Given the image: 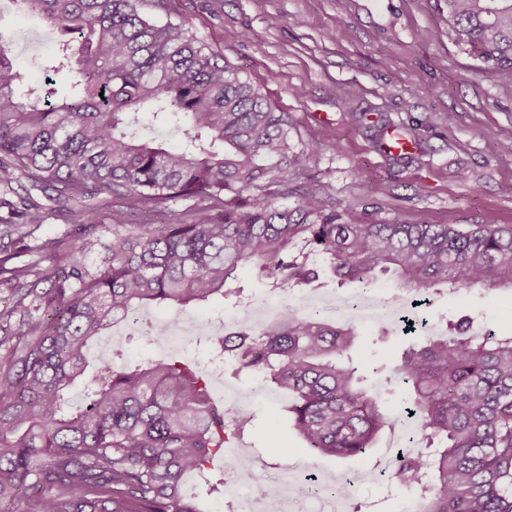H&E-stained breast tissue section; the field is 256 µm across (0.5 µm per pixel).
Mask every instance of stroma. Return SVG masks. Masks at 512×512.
I'll use <instances>...</instances> for the list:
<instances>
[{"label":"stroma","mask_w":512,"mask_h":512,"mask_svg":"<svg viewBox=\"0 0 512 512\" xmlns=\"http://www.w3.org/2000/svg\"><path fill=\"white\" fill-rule=\"evenodd\" d=\"M173 6L172 14L158 10L155 18L184 24L259 87L275 111L287 113L293 145H321L318 168L289 173L280 203L295 205L309 184L319 183L328 204L351 220L374 208L380 217L403 221L512 225V155L500 150L512 140V73L483 71L449 39L443 0H174ZM0 32L14 39L25 85H44L54 35L9 9L0 11ZM355 112L364 113L363 122L352 121ZM381 118L425 123L412 163L397 165L376 148ZM240 312L231 297L180 313L156 305L143 312L150 335L117 328L111 337L131 366L174 355L201 358L205 352L195 338L164 335L162 326L176 317L185 325L210 318L228 329ZM426 315L471 316L508 334L512 295L443 290L433 295ZM355 328L350 355L361 374L397 362L402 332L377 344L374 326L359 321ZM210 388L215 399L237 402L252 416L235 446L257 465L246 476L226 471L229 481H245L250 495L269 491L287 471L293 480L285 512H401L411 491L379 466L389 441L404 438L400 427L385 433L362 461L340 464L304 448L281 418L284 396L262 378L226 375ZM344 474L351 482L333 498L330 490Z\"/></svg>","instance_id":"obj_1"}]
</instances>
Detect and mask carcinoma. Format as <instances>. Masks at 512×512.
Masks as SVG:
<instances>
[{
  "label": "carcinoma",
  "instance_id": "cac0c4a2",
  "mask_svg": "<svg viewBox=\"0 0 512 512\" xmlns=\"http://www.w3.org/2000/svg\"><path fill=\"white\" fill-rule=\"evenodd\" d=\"M6 2L61 35L48 71L71 92L25 86L0 34V512H204L186 477L220 491L216 455L250 418L213 399L204 366L132 368L120 350L90 362L132 311L238 294L229 279L247 263L273 291L314 286L318 262L341 284L389 274L411 295L512 290L510 226L354 222L319 184L279 204L268 187L319 166V144L290 145L287 113L140 0ZM444 2L448 37L486 71L512 69V0ZM145 112L178 149L141 131ZM48 210L73 229L40 239ZM471 325L420 336L392 369L427 443L395 470L419 512H512V334ZM355 339L302 313L207 344L288 394L312 454L346 462L393 427L348 357Z\"/></svg>",
  "mask_w": 512,
  "mask_h": 512
}]
</instances>
